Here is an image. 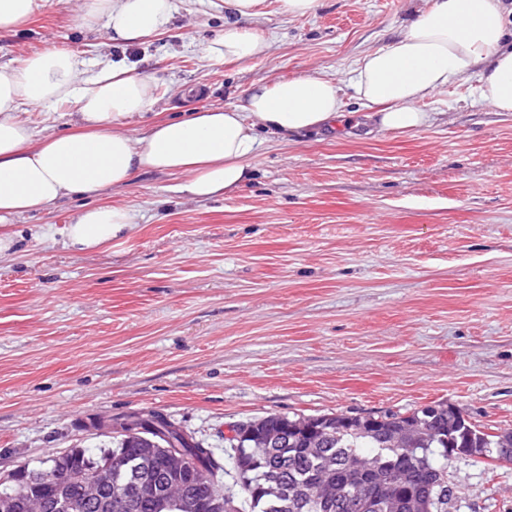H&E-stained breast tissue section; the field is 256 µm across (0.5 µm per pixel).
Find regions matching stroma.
Returning <instances> with one entry per match:
<instances>
[{
  "label": "stroma",
  "instance_id": "obj_1",
  "mask_svg": "<svg viewBox=\"0 0 512 512\" xmlns=\"http://www.w3.org/2000/svg\"><path fill=\"white\" fill-rule=\"evenodd\" d=\"M82 0H42L0 34V63L46 47L122 61L156 81V121L240 103L296 75L346 83L425 0H320L288 15L265 0L245 24L266 41L212 65L224 0H177L157 38L107 44ZM463 77L421 102L428 126L262 132L251 181L185 199L150 172L62 198L5 225L0 256V475L69 448H108L93 417L157 410L216 453L233 423L270 413L367 415L431 402L512 428V112ZM141 218L89 251L63 229L85 207ZM448 512H512V463L448 461Z\"/></svg>",
  "mask_w": 512,
  "mask_h": 512
}]
</instances>
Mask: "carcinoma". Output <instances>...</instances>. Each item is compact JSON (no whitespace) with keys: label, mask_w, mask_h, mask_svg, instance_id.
I'll return each instance as SVG.
<instances>
[{"label":"carcinoma","mask_w":512,"mask_h":512,"mask_svg":"<svg viewBox=\"0 0 512 512\" xmlns=\"http://www.w3.org/2000/svg\"><path fill=\"white\" fill-rule=\"evenodd\" d=\"M141 421L142 436L112 431L116 446L96 454L69 448L38 462L60 481L28 488L31 495L57 496L80 505L79 512H112L114 484L126 476L156 482L160 499L131 512H181L172 491L211 512L220 496L223 512H448L452 496L448 466L434 462L465 456L494 469L512 463V429L469 422L452 405L433 402L408 414H269L230 426L226 468L213 449L157 411L135 412L115 421ZM168 448L181 451L182 467L172 469ZM116 455L124 466L100 499L83 501V484L67 479ZM232 478L227 484L224 477Z\"/></svg>","instance_id":"cac0c4a2"}]
</instances>
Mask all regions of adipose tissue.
<instances>
[{"label": "adipose tissue", "mask_w": 512, "mask_h": 512, "mask_svg": "<svg viewBox=\"0 0 512 512\" xmlns=\"http://www.w3.org/2000/svg\"><path fill=\"white\" fill-rule=\"evenodd\" d=\"M263 0H224V30L204 44L214 64L246 62L266 43L241 25ZM175 0H87L79 20L108 43L159 35ZM477 75L480 98L512 112V32L503 0H429L392 43L361 56L348 87L298 75L252 84L241 104L206 108L153 125L141 137L129 119L155 105L154 81L118 62L94 67L83 54L47 47L0 63V224L42 211L72 194H97L147 172L183 175L177 193L213 198L244 185L255 170L260 130L289 136L338 125L370 132L421 128L420 102L452 81ZM366 106L345 109L346 94ZM75 113L73 131L36 137L25 109ZM140 215L126 205L93 206L67 226L71 247L94 249L126 234Z\"/></svg>", "instance_id": "1"}]
</instances>
